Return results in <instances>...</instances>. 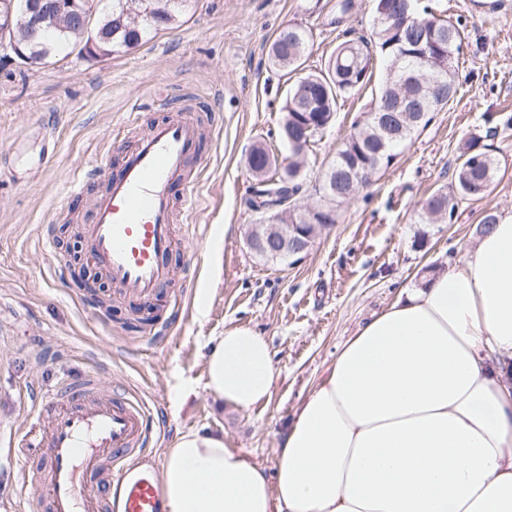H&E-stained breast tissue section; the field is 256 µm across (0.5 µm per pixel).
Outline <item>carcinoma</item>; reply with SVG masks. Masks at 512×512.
I'll list each match as a JSON object with an SVG mask.
<instances>
[{"label":"carcinoma","instance_id":"1","mask_svg":"<svg viewBox=\"0 0 512 512\" xmlns=\"http://www.w3.org/2000/svg\"><path fill=\"white\" fill-rule=\"evenodd\" d=\"M189 0H112L111 11L96 18L92 30L98 47L110 56L123 49L137 46L152 29L176 23ZM394 20L375 19L371 35L359 36L339 44L330 55L323 70L302 74L288 88L281 106L283 112L280 134L287 140L295 136L301 113L308 111L317 119L320 129L333 121L340 101L347 99L371 82L374 53L383 55L388 66L375 89L372 108L363 124L345 138L314 190L324 202L314 208L299 204L297 195L302 190L304 158L309 147L288 144L291 153L288 164L264 170L268 150L255 146L249 153L248 166L258 186L249 204L279 206L275 215L283 224H334L337 210L355 197L373 176L390 167L397 154L395 148L407 142L415 131L430 120V114L454 102L457 86L451 59L461 46L459 26L427 10H418L416 0H390ZM137 11L139 25L127 22L126 13ZM434 42L444 48L447 56L430 53L416 47ZM309 42L307 31L288 27L279 32L269 48L272 65L293 74L300 71L301 60ZM403 69H421L428 77L419 97L424 109L417 118L413 113L400 115V135L384 134L374 121V114L382 111L391 96L401 92L400 75ZM461 162L455 175V189L438 190L423 204L421 220L438 224L454 217L458 200H478L487 192L498 170V163L489 150L475 140L460 148Z\"/></svg>","mask_w":512,"mask_h":512}]
</instances>
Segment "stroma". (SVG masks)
I'll list each match as a JSON object with an SVG mask.
<instances>
[{"label": "stroma", "mask_w": 512, "mask_h": 512, "mask_svg": "<svg viewBox=\"0 0 512 512\" xmlns=\"http://www.w3.org/2000/svg\"><path fill=\"white\" fill-rule=\"evenodd\" d=\"M421 3L463 29L462 51L452 60L455 101L340 207L336 224L307 254L289 260L260 259L244 244L248 225L259 220L249 205L251 148L265 144L281 163L289 155L279 136L289 81L271 66L270 43L282 28L306 29L303 67L320 70L345 34L371 32L375 0H354L338 25L336 0H191L177 24L105 58L72 50L36 68L0 58V512L41 507L45 489L19 477L15 449L24 433L43 432L36 398L93 365L104 370L107 388L160 408L163 430L148 443L156 454L206 427L223 431L274 476L288 421L342 345L404 289L453 266L485 213L512 215V0ZM374 91L370 84L347 99L310 147L303 204H318L312 186ZM199 106L220 134L203 141L195 224L177 229L175 274L158 289L147 330L99 268L72 261L69 248H87L80 232L91 200L86 193L67 200L68 183L88 166L111 164L132 141L131 123ZM48 131L57 152L42 166ZM471 138L498 162L488 193L460 201L450 222L421 223L422 202L450 190L459 147ZM66 222L74 236L46 246L45 232ZM82 268L96 277L105 302L93 316L75 281ZM179 293L188 314L174 324L170 300ZM237 326L269 341L280 371L270 401L247 412L205 390L210 347Z\"/></svg>", "instance_id": "obj_1"}]
</instances>
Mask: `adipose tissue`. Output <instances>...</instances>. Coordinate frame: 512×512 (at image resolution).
<instances>
[{
    "mask_svg": "<svg viewBox=\"0 0 512 512\" xmlns=\"http://www.w3.org/2000/svg\"><path fill=\"white\" fill-rule=\"evenodd\" d=\"M269 343L225 330L206 390L267 402ZM164 512H512V216L356 331L301 402L274 477L220 431H190L160 470Z\"/></svg>",
    "mask_w": 512,
    "mask_h": 512,
    "instance_id": "ef3b65f1",
    "label": "adipose tissue"
}]
</instances>
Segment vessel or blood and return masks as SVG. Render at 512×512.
Returning <instances> with one entry per match:
<instances>
[{
  "label": "vessel or blood",
  "mask_w": 512,
  "mask_h": 512,
  "mask_svg": "<svg viewBox=\"0 0 512 512\" xmlns=\"http://www.w3.org/2000/svg\"><path fill=\"white\" fill-rule=\"evenodd\" d=\"M202 135L200 119L184 113L139 130L83 227L88 262L131 301L148 303L172 274L175 227L192 223L198 205L190 161ZM36 413L46 430L26 442L22 471L44 482L49 512H163L145 404L105 390L91 369L41 395Z\"/></svg>",
  "instance_id": "1"
}]
</instances>
